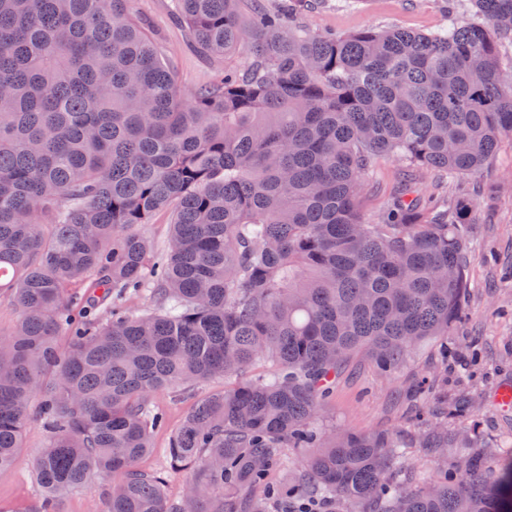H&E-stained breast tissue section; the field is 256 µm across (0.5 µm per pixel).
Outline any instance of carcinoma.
<instances>
[{"instance_id":"1","label":"carcinoma","mask_w":512,"mask_h":512,"mask_svg":"<svg viewBox=\"0 0 512 512\" xmlns=\"http://www.w3.org/2000/svg\"><path fill=\"white\" fill-rule=\"evenodd\" d=\"M130 0H0V289L20 317L0 338V470L15 462L33 397L49 437L35 464L39 504L95 473L121 476L105 512H298L338 499L365 512H512V443L487 454L448 428L473 398L436 391L443 345L415 389L417 444L462 466L428 479L399 466L388 433L329 438L312 426L336 373L363 354L394 376L422 343L460 321L472 206H423L412 189L380 224L358 207L362 174L385 155L452 179L488 166L512 135V0H470L448 30L329 34L253 13L257 64L182 96ZM241 0H177L206 53L242 39ZM165 211L161 257L139 227ZM149 289L152 308L123 305ZM90 303L66 348L70 310ZM266 380L200 400L171 436L174 469H193L182 502L139 460L162 415L149 396L258 359ZM290 448H309L270 483Z\"/></svg>"}]
</instances>
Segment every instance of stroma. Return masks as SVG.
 <instances>
[{"mask_svg": "<svg viewBox=\"0 0 512 512\" xmlns=\"http://www.w3.org/2000/svg\"><path fill=\"white\" fill-rule=\"evenodd\" d=\"M267 3L291 8V23L318 32L388 26L431 32L448 24V0H349L341 9L336 0ZM130 9L155 41L184 96H193L224 75L243 72L253 59L252 41L247 37L229 53L202 52L176 13L174 0H131ZM403 173L401 160L384 156L364 175L359 207L372 223L381 222L389 203L397 197L404 183ZM473 179L488 193L474 202L471 231L476 249L467 258L471 288L465 318L451 331L448 341L463 347L470 340L479 339L482 359L467 372L449 367V392H471L476 407L471 417L449 421L448 426L475 431L479 439L490 443L512 431V410H503L495 402L498 389L512 384V137L502 140L494 162L474 174ZM436 356V344L420 346L392 379L380 376L368 359L348 362L323 408L320 427L339 432H388L414 439L419 429L411 416L408 391L418 379L427 376ZM223 387V378L216 377L191 387H173L153 398L154 406L166 416L167 428L155 435L153 448L141 466L164 476V492L169 501H179L191 479L190 471L170 466L169 433L198 400ZM46 435L42 420H32L15 465L0 470V512H17L36 500L39 489L35 462ZM111 484V475L93 476L84 488L62 497L61 512H101L103 492Z\"/></svg>", "mask_w": 512, "mask_h": 512, "instance_id": "stroma-1", "label": "stroma"}]
</instances>
